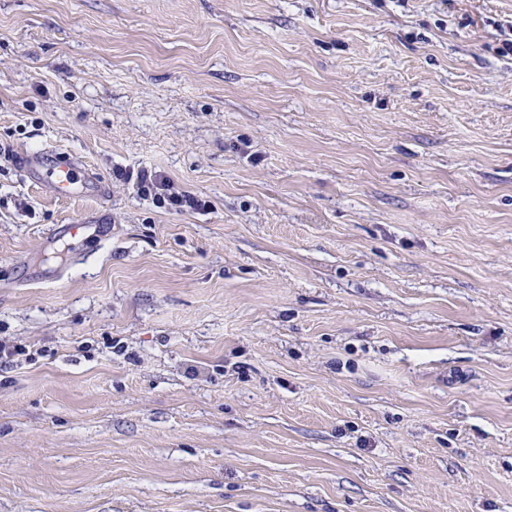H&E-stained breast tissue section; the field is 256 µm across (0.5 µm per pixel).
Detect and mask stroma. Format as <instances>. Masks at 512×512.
Instances as JSON below:
<instances>
[{
  "mask_svg": "<svg viewBox=\"0 0 512 512\" xmlns=\"http://www.w3.org/2000/svg\"><path fill=\"white\" fill-rule=\"evenodd\" d=\"M511 37L512 0H0V512H512ZM48 146L107 195L21 177ZM134 180L140 197L151 198L160 208L176 213L206 208V201L189 191L176 189L169 179L155 171L142 167L137 170Z\"/></svg>",
  "mask_w": 512,
  "mask_h": 512,
  "instance_id": "35a3bbf8",
  "label": "stroma"
}]
</instances>
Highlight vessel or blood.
<instances>
[{
  "instance_id": "vessel-or-blood-1",
  "label": "vessel or blood",
  "mask_w": 512,
  "mask_h": 512,
  "mask_svg": "<svg viewBox=\"0 0 512 512\" xmlns=\"http://www.w3.org/2000/svg\"><path fill=\"white\" fill-rule=\"evenodd\" d=\"M24 165L38 172L41 182L48 184L52 192L61 198L92 195L97 183L94 174L82 161L52 148L26 156Z\"/></svg>"
}]
</instances>
